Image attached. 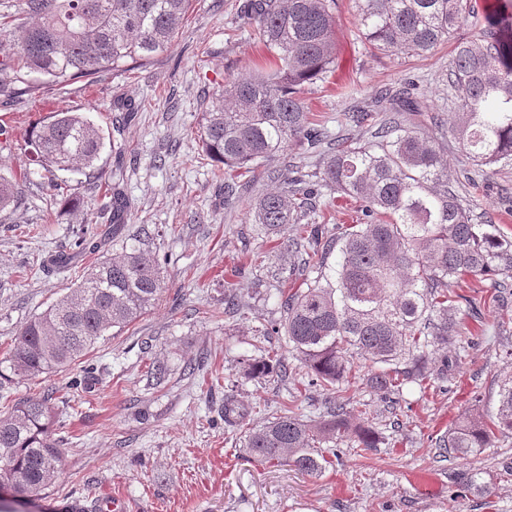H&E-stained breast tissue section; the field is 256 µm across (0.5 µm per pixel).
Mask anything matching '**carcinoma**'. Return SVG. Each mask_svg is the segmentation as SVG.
<instances>
[{"label":"carcinoma","instance_id":"cac0c4a2","mask_svg":"<svg viewBox=\"0 0 512 512\" xmlns=\"http://www.w3.org/2000/svg\"><path fill=\"white\" fill-rule=\"evenodd\" d=\"M335 0H248L245 14L262 46L265 66L250 76L230 77L222 103L204 107L197 131L203 152L224 165V196L237 179L258 172L277 183L258 197L255 222L268 234L298 225L288 239L303 251L304 287L279 291L281 319L255 331L284 337L306 370L307 386L326 395L368 363L366 385L385 397L433 380H454L461 354L448 343L463 338L461 307L475 312L476 299L452 284L467 277L493 279L512 270V237L494 224H474L450 186L443 146L413 126L415 83L390 92L389 112H358L349 119L369 127L371 140L352 146L330 137L308 111L302 87L333 71ZM358 32L371 47L403 57L424 56L455 41L451 86L460 92L449 131L477 170L512 161V15L504 30L464 38L460 29L475 14L472 0H356ZM193 0H21V19L0 23V95L17 87L34 93L46 83L66 86L82 78L144 64L172 45ZM291 142L327 145L321 172L288 175L270 168ZM32 163L54 188V172L90 168L104 147L98 128L82 113L55 112L29 132ZM355 199L361 217L343 224L334 238L316 219L324 191ZM20 183L0 175V211L14 208ZM132 204L118 186L103 211L112 236L123 234ZM311 218L304 224L302 220ZM94 246L93 232L74 240L51 264L73 265ZM164 292L158 255L133 240L117 258L95 262L76 286L21 330L7 369L19 377L60 372L86 356L108 330L128 326L159 303ZM261 359H245L244 377L283 366L278 354L259 346ZM237 391L224 387V425L245 428L242 448L265 463L286 464L318 476L336 449L316 446L354 436L374 448L378 432L352 427L365 411L326 402L316 423L281 414L252 428ZM48 395L31 396L0 418V485L24 498L44 490L61 472L60 440L51 426ZM512 437V378L501 380L493 419L470 411L438 440L448 455L469 460L491 447L495 434ZM462 486L483 493L484 471L468 467Z\"/></svg>","mask_w":512,"mask_h":512}]
</instances>
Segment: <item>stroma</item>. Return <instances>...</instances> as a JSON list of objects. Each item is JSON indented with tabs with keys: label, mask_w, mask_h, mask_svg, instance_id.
Segmentation results:
<instances>
[{
	"label": "stroma",
	"mask_w": 512,
	"mask_h": 512,
	"mask_svg": "<svg viewBox=\"0 0 512 512\" xmlns=\"http://www.w3.org/2000/svg\"><path fill=\"white\" fill-rule=\"evenodd\" d=\"M244 2L195 0L171 48L145 65L0 101V136L10 144L0 152V175L23 184L20 205L0 213V360L85 266L121 253L123 240L112 239L100 217L116 167L124 169L121 187L132 202L128 235L143 236L146 249L168 258L159 303L127 327L108 331L81 363L35 378H0L1 417L18 400L52 391L63 451L62 471L50 486L26 502L0 499V512H58L68 498L91 496L122 497L127 512H512V476L505 473L512 466L511 437H496L476 459L489 484L481 494L454 482L466 464L436 444L463 412L496 411L498 381L512 374V291L501 295L484 286L480 319L469 324L478 349L462 359L448 390L407 389L391 403L363 376L340 385L337 400L366 404L380 441L366 451L340 442L338 461L320 476L247 458L240 431L225 426L228 379L239 380V400L251 408L254 425L289 411L305 420L325 409L324 396L308 388L280 337L268 347L281 354L285 371L240 376L241 361L254 353L255 328L281 315L268 289L302 284L287 235L266 238L253 222L266 176L225 201L215 163L197 138L203 103L219 95L229 73L252 74L260 54ZM335 13L334 71L303 91L330 134L367 140L366 129L351 122L352 111L409 76L419 86L411 123L425 135L440 133L457 98L448 82L452 44L409 59L379 53L358 36L355 0H336ZM131 104L132 119L117 126ZM62 110L86 113L105 142L93 167L55 174L79 200L76 211L51 195L30 160V129ZM443 142L453 188L474 223L498 225L512 236V164L481 175L452 136ZM88 227L99 234L95 253L67 270L43 271V261ZM258 251L263 267H246V254ZM229 282L241 304L234 314L224 310ZM156 361L168 371L160 385L148 374ZM85 365L93 367L95 383L72 388L71 378Z\"/></svg>",
	"instance_id": "obj_1"
}]
</instances>
